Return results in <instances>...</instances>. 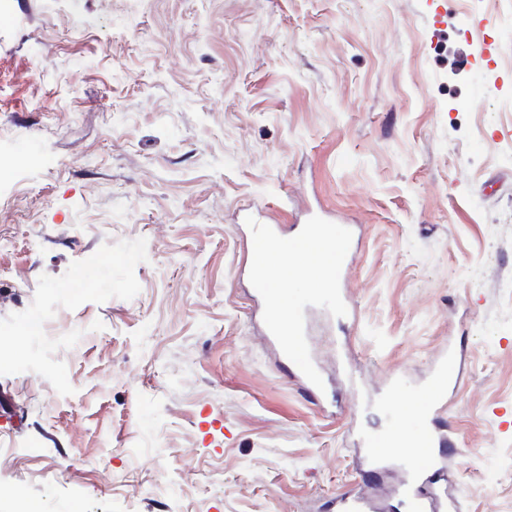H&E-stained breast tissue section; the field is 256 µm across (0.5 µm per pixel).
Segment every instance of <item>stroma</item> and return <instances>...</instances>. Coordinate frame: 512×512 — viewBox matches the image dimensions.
Segmentation results:
<instances>
[{
  "label": "stroma",
  "instance_id": "obj_1",
  "mask_svg": "<svg viewBox=\"0 0 512 512\" xmlns=\"http://www.w3.org/2000/svg\"><path fill=\"white\" fill-rule=\"evenodd\" d=\"M0 24V488L31 512H407L364 460L453 353L457 512H512V0H7ZM350 225L315 402L249 241ZM93 287L70 292L81 268ZM318 261L282 263L287 299ZM42 313L54 355L22 325Z\"/></svg>",
  "mask_w": 512,
  "mask_h": 512
}]
</instances>
